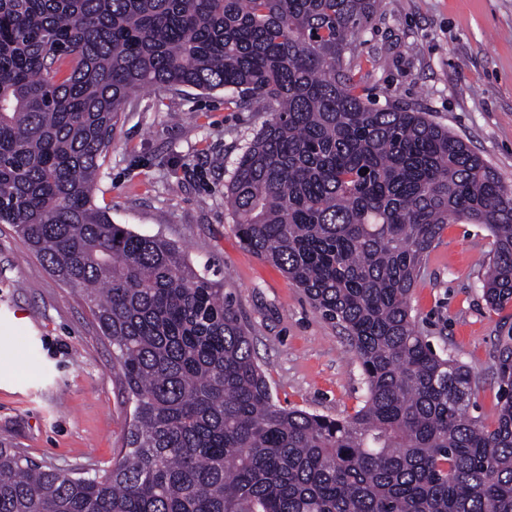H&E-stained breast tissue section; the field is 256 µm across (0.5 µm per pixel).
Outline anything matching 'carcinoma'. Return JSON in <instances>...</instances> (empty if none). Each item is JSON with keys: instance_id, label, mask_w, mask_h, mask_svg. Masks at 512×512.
I'll return each instance as SVG.
<instances>
[{"instance_id": "obj_1", "label": "carcinoma", "mask_w": 512, "mask_h": 512, "mask_svg": "<svg viewBox=\"0 0 512 512\" xmlns=\"http://www.w3.org/2000/svg\"><path fill=\"white\" fill-rule=\"evenodd\" d=\"M380 0H0V224L82 291L132 406L112 467L69 476L0 444V512H512V336L492 428L409 294L448 219L494 239L512 303V185L426 112L358 92ZM261 99L224 197L241 242L342 328L362 407L277 404L248 326L179 246L114 224L94 187L132 94Z\"/></svg>"}]
</instances>
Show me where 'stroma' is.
Instances as JSON below:
<instances>
[{"label":"stroma","instance_id":"35a3bbf8","mask_svg":"<svg viewBox=\"0 0 512 512\" xmlns=\"http://www.w3.org/2000/svg\"><path fill=\"white\" fill-rule=\"evenodd\" d=\"M354 61L369 99L429 113L512 183V0H381ZM228 97L140 91L100 169L96 203L113 223L177 244L233 298L277 403L347 416L365 386L343 331L240 242L224 202L236 160L266 119L260 100L238 107ZM492 249L482 225L447 224L409 296L422 336L478 376L468 413L489 425L499 409L497 349L512 335V304L492 311L482 293ZM130 413L82 292L0 224V443L91 475L123 448Z\"/></svg>","mask_w":512,"mask_h":512}]
</instances>
